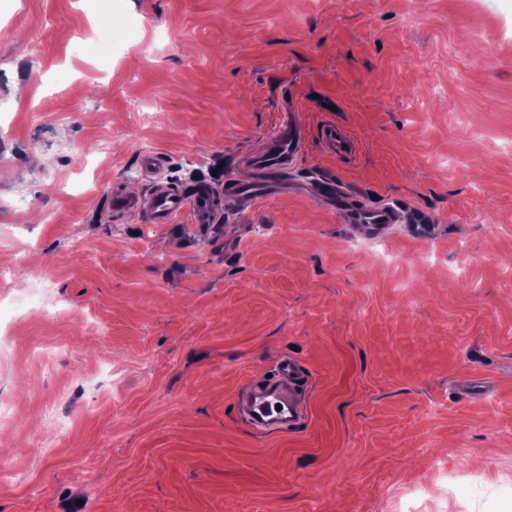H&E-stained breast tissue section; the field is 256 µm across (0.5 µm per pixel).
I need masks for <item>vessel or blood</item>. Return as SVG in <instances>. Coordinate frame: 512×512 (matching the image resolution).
<instances>
[{"label":"vessel or blood","instance_id":"obj_1","mask_svg":"<svg viewBox=\"0 0 512 512\" xmlns=\"http://www.w3.org/2000/svg\"><path fill=\"white\" fill-rule=\"evenodd\" d=\"M312 137L317 138L325 154L341 161L353 160L359 152V141L350 127L326 120L315 130H308L296 121L294 104L288 101L273 131L246 157L256 174L249 185L228 181L218 188L204 180L188 191L160 176V157L146 154L139 160L149 181L146 194L131 197L113 191L111 212L117 217L126 211L136 210L149 224H174L184 216L195 229L211 227L220 222L225 209L243 193H251L260 199L272 198L285 175L297 166ZM335 197L341 223L355 225L373 234L395 221L396 209L392 205H377L363 196L353 198L340 189L336 190ZM285 378L301 380L302 370L295 359L280 360L262 388L245 393L239 400V412L255 432H285L301 425L302 413L296 403V392L287 393L280 387L281 380Z\"/></svg>","mask_w":512,"mask_h":512}]
</instances>
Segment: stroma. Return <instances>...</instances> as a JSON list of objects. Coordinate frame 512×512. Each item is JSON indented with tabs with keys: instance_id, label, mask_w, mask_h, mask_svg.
<instances>
[{
	"instance_id": "obj_1",
	"label": "stroma",
	"mask_w": 512,
	"mask_h": 512,
	"mask_svg": "<svg viewBox=\"0 0 512 512\" xmlns=\"http://www.w3.org/2000/svg\"><path fill=\"white\" fill-rule=\"evenodd\" d=\"M0 0V512H497L512 496V0ZM84 40L91 53L72 50ZM66 71L67 91L52 79ZM309 139L220 224L113 220L139 158L246 184L284 91ZM391 203L370 235L327 182ZM304 424L236 414L282 358ZM41 432L43 447L29 443ZM467 471L482 495L442 488ZM136 24L122 11L112 12L107 22L108 42L114 43L116 40L129 39L136 33ZM314 136L325 154L341 161L353 160L359 152V141L347 125L325 120L316 126Z\"/></svg>"
}]
</instances>
